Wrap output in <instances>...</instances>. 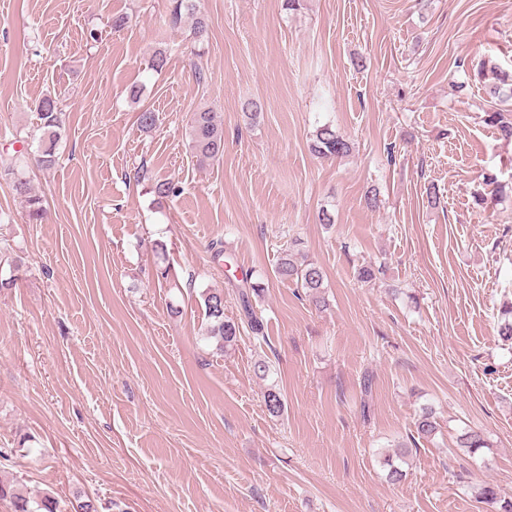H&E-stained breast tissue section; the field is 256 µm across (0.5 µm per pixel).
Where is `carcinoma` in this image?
Wrapping results in <instances>:
<instances>
[{
    "label": "carcinoma",
    "instance_id": "cac0c4a2",
    "mask_svg": "<svg viewBox=\"0 0 512 512\" xmlns=\"http://www.w3.org/2000/svg\"><path fill=\"white\" fill-rule=\"evenodd\" d=\"M189 15L192 20L193 36L202 38L208 31L209 23L207 15L201 10L198 0H174V6L170 13V21L176 25L182 21L183 15ZM509 76L498 75L496 82L486 86L487 95L505 104L512 98V87L508 85ZM40 130L39 139L40 155L37 164L48 168L55 163L56 145L60 138L63 126V112L59 108V101L47 95L38 101L36 106ZM487 121L499 128L501 134L512 138V121L508 120L497 109L489 112ZM189 148L198 162L202 165L220 160L224 156V125L215 112L206 107H201L191 113L189 125ZM351 143L329 124L316 128L310 144L311 152L325 160H335L349 154ZM0 173L12 178L13 188L17 195L24 198L28 207V216L32 221L42 219L44 208L41 197L33 194L29 182L21 176L18 169V160L0 159ZM275 276L288 280L303 289L305 297L317 308L326 306L323 293L324 271L314 262L300 263L294 259L292 251L285 249L279 258L275 268ZM265 288L261 282H249L237 289L238 300L243 318L241 322L228 319L224 316V293L221 291H209L204 294V305L208 318V326L205 335L217 341L218 349L227 351L238 342L241 334L240 324L247 325L253 337L259 342H267L264 334L263 320L254 311L252 299L263 296ZM499 336L505 340H512V305L503 309L498 320ZM264 404L268 413L274 417L283 414L285 402L278 385L271 384L264 392ZM416 433L421 438H429L436 434L439 424L432 409L424 407L415 420ZM457 447L467 449L470 454L487 447V441L483 435L474 430H469L457 438ZM13 499L15 512H54L56 510L54 498L45 495L41 498H30L20 495L7 484L0 482V499ZM477 498L489 503L498 504V512H512V498L503 499L497 490L491 486H484L477 491Z\"/></svg>",
    "mask_w": 512,
    "mask_h": 512
}]
</instances>
